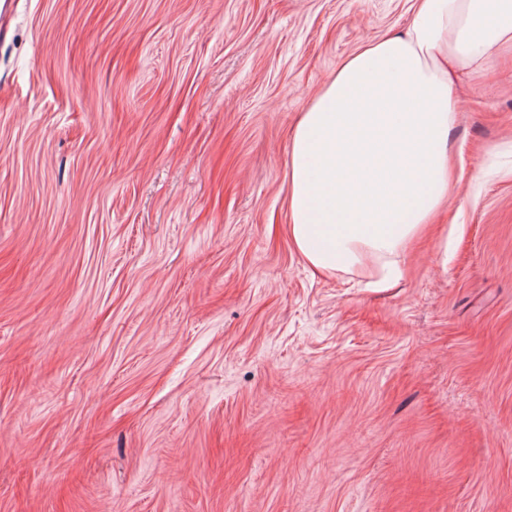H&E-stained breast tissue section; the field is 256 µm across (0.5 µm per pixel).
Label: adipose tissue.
Here are the masks:
<instances>
[{
  "label": "adipose tissue",
  "instance_id": "1",
  "mask_svg": "<svg viewBox=\"0 0 512 512\" xmlns=\"http://www.w3.org/2000/svg\"><path fill=\"white\" fill-rule=\"evenodd\" d=\"M512 44V0H415L400 33L362 45L302 112L290 143L288 236L322 273L388 288L450 188L460 69Z\"/></svg>",
  "mask_w": 512,
  "mask_h": 512
}]
</instances>
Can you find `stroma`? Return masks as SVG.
<instances>
[{
    "label": "stroma",
    "mask_w": 512,
    "mask_h": 512,
    "mask_svg": "<svg viewBox=\"0 0 512 512\" xmlns=\"http://www.w3.org/2000/svg\"><path fill=\"white\" fill-rule=\"evenodd\" d=\"M413 0H14L0 512H512V52L394 287L295 251L300 112Z\"/></svg>",
    "instance_id": "stroma-1"
}]
</instances>
